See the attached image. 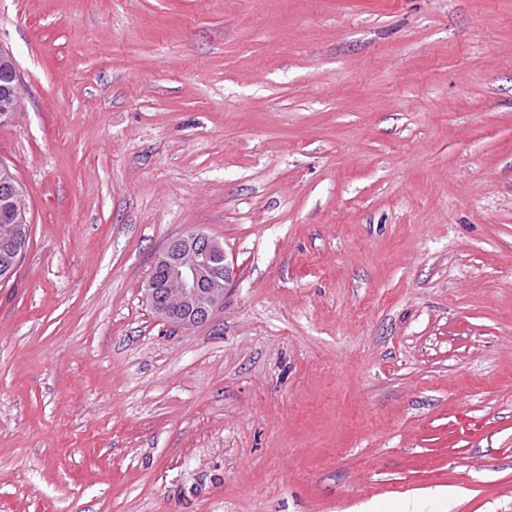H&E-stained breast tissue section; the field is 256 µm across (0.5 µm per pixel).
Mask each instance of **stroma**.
<instances>
[{"label": "stroma", "mask_w": 512, "mask_h": 512, "mask_svg": "<svg viewBox=\"0 0 512 512\" xmlns=\"http://www.w3.org/2000/svg\"><path fill=\"white\" fill-rule=\"evenodd\" d=\"M0 49V512H512V0H0ZM0 177V279H6L3 276L4 267L13 263V268L19 263L22 254L28 245L30 238V221L28 211L25 220L19 222L15 218L13 205L5 201L13 199L14 193L19 188V184L14 174ZM2 238H9L10 244L7 249L2 248ZM153 273L165 279L162 288L149 278L144 286L147 304L174 326L190 330L208 322L224 304V284L228 265L223 245L204 234L190 230L172 239L154 257ZM224 279V283L222 282ZM177 289L164 304L159 299ZM223 287V288H222Z\"/></svg>", "instance_id": "1"}]
</instances>
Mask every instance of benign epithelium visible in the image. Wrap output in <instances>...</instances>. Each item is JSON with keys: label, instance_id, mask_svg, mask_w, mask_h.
I'll return each mask as SVG.
<instances>
[{"label": "benign epithelium", "instance_id": "7a95c632", "mask_svg": "<svg viewBox=\"0 0 512 512\" xmlns=\"http://www.w3.org/2000/svg\"><path fill=\"white\" fill-rule=\"evenodd\" d=\"M8 120L21 107L20 80L13 74L9 88ZM165 279L157 285L148 279L144 286L147 304L174 326L190 330L208 322L224 304L228 265L223 245L201 230H190L172 239L154 257Z\"/></svg>", "mask_w": 512, "mask_h": 512}]
</instances>
